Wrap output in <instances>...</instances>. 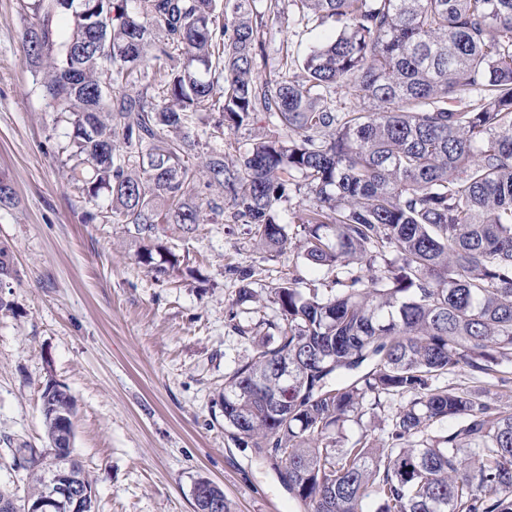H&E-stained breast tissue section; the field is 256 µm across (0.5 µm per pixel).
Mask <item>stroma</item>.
Masks as SVG:
<instances>
[{
	"mask_svg": "<svg viewBox=\"0 0 512 512\" xmlns=\"http://www.w3.org/2000/svg\"><path fill=\"white\" fill-rule=\"evenodd\" d=\"M335 30L267 19L259 78ZM22 31L18 0H0V173L17 200L0 208V247L17 270L13 307L0 311V486L26 497L4 441L47 446L41 396L53 382L77 401L72 456L95 482L94 512H196L202 479L232 512H305L275 458L224 425V380L253 354L231 328L239 284L226 269L254 268L257 290L286 277L323 289L331 274L309 271L296 249L270 257L247 224L169 238L179 271L149 274L124 225L86 221L58 156L68 126L34 84Z\"/></svg>",
	"mask_w": 512,
	"mask_h": 512,
	"instance_id": "obj_1",
	"label": "stroma"
}]
</instances>
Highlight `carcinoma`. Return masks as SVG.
I'll return each instance as SVG.
<instances>
[{"mask_svg": "<svg viewBox=\"0 0 512 512\" xmlns=\"http://www.w3.org/2000/svg\"><path fill=\"white\" fill-rule=\"evenodd\" d=\"M256 0H20L21 47L46 108L71 132L68 183L87 213L127 226L135 258L160 277L180 258L167 232L249 224L262 248L303 252L334 287L280 280L259 293L231 270L235 305L266 297L278 318L252 335L254 355L224 382V425L279 459L310 512H512V404L439 386L448 373L512 382V0H290L298 19L339 30L258 81L265 13ZM356 100L336 109V88ZM210 138L264 122L227 159ZM303 179L299 238L280 223ZM15 270L0 247V311ZM288 364V378L276 365ZM406 399L386 437L351 441L364 405ZM49 443L74 438L75 400L52 384ZM14 465L40 501L52 474L94 484L69 456L18 440ZM197 512H231L201 480Z\"/></svg>", "mask_w": 512, "mask_h": 512, "instance_id": "obj_1", "label": "carcinoma"}]
</instances>
